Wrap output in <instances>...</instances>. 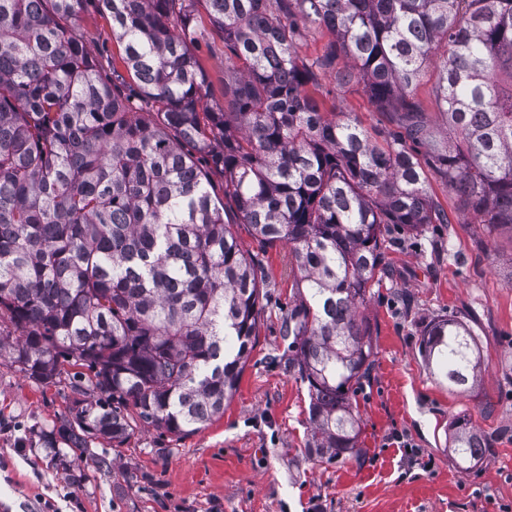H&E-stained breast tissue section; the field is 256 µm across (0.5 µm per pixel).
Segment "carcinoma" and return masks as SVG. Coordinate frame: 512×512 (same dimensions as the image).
<instances>
[{
    "mask_svg": "<svg viewBox=\"0 0 512 512\" xmlns=\"http://www.w3.org/2000/svg\"><path fill=\"white\" fill-rule=\"evenodd\" d=\"M85 2L0 0V356L84 397L33 435L61 465L101 470L97 436L121 444L140 423L182 436L224 414L265 276L198 153L240 223L288 245L300 273L282 335L308 387L307 451L361 460L353 400L374 356L361 307L387 271L384 233L448 223L423 166L479 223L512 229V0H96L123 45L110 81L78 30ZM202 13L234 73L219 107L189 48ZM309 22L333 36L312 61L299 55ZM436 58L442 138L414 99ZM321 72L395 114L384 144L322 111L308 89ZM477 350L456 315L419 345L458 393ZM452 427L459 462L477 466L488 436L465 415Z\"/></svg>",
    "mask_w": 512,
    "mask_h": 512,
    "instance_id": "carcinoma-1",
    "label": "carcinoma"
}]
</instances>
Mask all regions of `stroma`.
I'll return each instance as SVG.
<instances>
[{
	"label": "stroma",
	"instance_id": "35a3bbf8",
	"mask_svg": "<svg viewBox=\"0 0 512 512\" xmlns=\"http://www.w3.org/2000/svg\"><path fill=\"white\" fill-rule=\"evenodd\" d=\"M204 39L191 47L209 84V104L224 101L222 34L200 17ZM87 49L108 65L119 55L112 22L88 0L79 21ZM324 111L349 113L376 141L394 129L360 82L318 76ZM445 224L417 235L391 229L388 273L363 313L373 329L374 364L355 402L364 463L317 461L306 451L308 388L288 365L282 322L296 298L289 248L255 240L233 212L244 250L261 263L266 311L224 414L176 436L141 425L123 444L96 438L108 471L86 462L64 467L32 444L75 395L68 383L41 384L0 359V512H512V230L488 231L461 213L455 196L428 174ZM463 315L481 347L471 392H449L419 352L420 330L437 315ZM467 415L492 439L466 470L451 450V422Z\"/></svg>",
	"mask_w": 512,
	"mask_h": 512
}]
</instances>
